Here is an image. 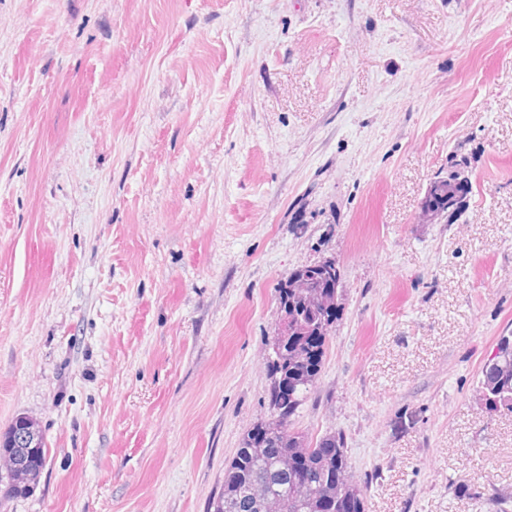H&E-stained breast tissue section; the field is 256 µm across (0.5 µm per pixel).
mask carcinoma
<instances>
[{
  "instance_id": "obj_1",
  "label": "carcinoma",
  "mask_w": 512,
  "mask_h": 512,
  "mask_svg": "<svg viewBox=\"0 0 512 512\" xmlns=\"http://www.w3.org/2000/svg\"><path fill=\"white\" fill-rule=\"evenodd\" d=\"M460 171L448 170L447 175L438 178L440 214H450L454 218L460 212L457 208L460 198L470 191V178H459ZM298 276L293 272L279 288V305L289 313L296 312L288 326V346H294L310 358L312 367L298 364L293 374L299 378L296 390L284 398L279 392V379L286 366L270 362V403L275 411L273 418L264 423L263 442L245 443V449L237 451L224 475V488L211 502L210 512H253L246 504L231 511L225 504L238 499L245 485L253 482L265 487L266 491L284 502L285 512H327L321 504L322 486L336 479L340 473L348 479L339 488V495L348 504V512H365L364 486L351 470L345 439L340 433H329L321 437H311L291 429V417L311 393L321 371L330 332H321L315 326V314L319 298L314 288H302L293 293L292 280ZM480 395L484 408L489 413L506 412L512 414V331L504 330L497 337L491 353L480 370ZM296 448H308V488L297 489L292 472L283 469V460ZM49 450L44 438H39L37 446L30 452L27 463L33 480L26 482L9 470L7 471V495L23 497L31 493L34 479L44 470Z\"/></svg>"
}]
</instances>
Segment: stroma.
I'll use <instances>...</instances> for the list:
<instances>
[{"label": "stroma", "instance_id": "1", "mask_svg": "<svg viewBox=\"0 0 512 512\" xmlns=\"http://www.w3.org/2000/svg\"><path fill=\"white\" fill-rule=\"evenodd\" d=\"M464 164L454 220L427 187ZM335 260L292 417L366 512L512 499L479 373L512 328V0H0V512H210L269 420L278 289ZM35 428L20 429L16 436V444L12 452H6L1 454L0 461L6 462L12 470L17 471L19 474L24 466V461L28 449L26 448L31 445L34 438L36 437ZM30 452L29 461L27 463L28 472L33 475L29 482H25L22 478L16 476L11 470L7 471L8 485L7 495L13 498L23 497L31 493L35 480L44 470L49 455L47 444L42 435H40L37 443H33L32 446L36 445Z\"/></svg>", "mask_w": 512, "mask_h": 512}]
</instances>
